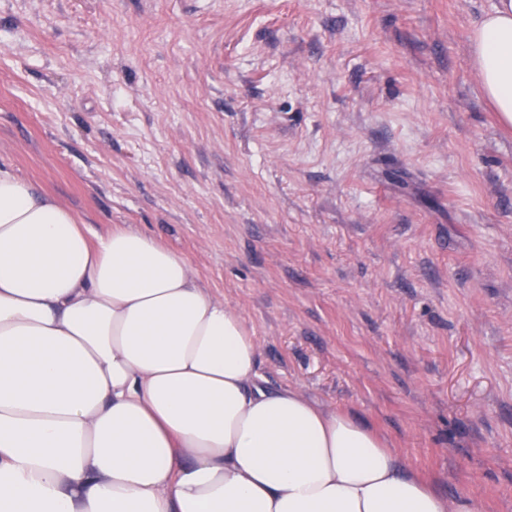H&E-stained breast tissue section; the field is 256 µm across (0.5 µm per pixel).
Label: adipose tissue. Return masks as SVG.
<instances>
[{"label": "adipose tissue", "mask_w": 512, "mask_h": 512, "mask_svg": "<svg viewBox=\"0 0 512 512\" xmlns=\"http://www.w3.org/2000/svg\"><path fill=\"white\" fill-rule=\"evenodd\" d=\"M471 56L512 126V0ZM257 355L180 254L0 165V512H476Z\"/></svg>", "instance_id": "1"}]
</instances>
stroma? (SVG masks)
<instances>
[{"mask_svg": "<svg viewBox=\"0 0 512 512\" xmlns=\"http://www.w3.org/2000/svg\"><path fill=\"white\" fill-rule=\"evenodd\" d=\"M496 0H0V164L181 254L264 386L512 512V129ZM471 56L484 95L512 126V0H498L474 27Z\"/></svg>", "mask_w": 512, "mask_h": 512, "instance_id": "obj_1", "label": "stroma"}]
</instances>
